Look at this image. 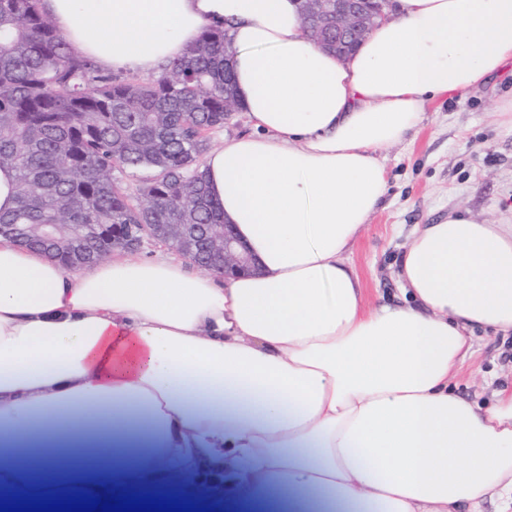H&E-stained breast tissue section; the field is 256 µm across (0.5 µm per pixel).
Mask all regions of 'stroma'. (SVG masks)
Returning a JSON list of instances; mask_svg holds the SVG:
<instances>
[{
    "label": "stroma",
    "instance_id": "obj_1",
    "mask_svg": "<svg viewBox=\"0 0 512 512\" xmlns=\"http://www.w3.org/2000/svg\"><path fill=\"white\" fill-rule=\"evenodd\" d=\"M512 62L484 84L429 102L417 128L381 151L387 192L354 245L351 260L368 305L404 300L399 259L421 225L455 211L481 224H512ZM474 353L450 380L489 403L512 389V334L472 333Z\"/></svg>",
    "mask_w": 512,
    "mask_h": 512
}]
</instances>
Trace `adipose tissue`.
Masks as SVG:
<instances>
[{"label":"adipose tissue","mask_w":512,"mask_h":512,"mask_svg":"<svg viewBox=\"0 0 512 512\" xmlns=\"http://www.w3.org/2000/svg\"><path fill=\"white\" fill-rule=\"evenodd\" d=\"M75 53L158 73L208 27L252 133L202 162L257 273L121 255L70 271L0 238V498L167 495L253 512H482L512 500V391L448 386L466 329L512 331V225L449 214L400 260L409 305L367 307L348 258L387 190L380 151L427 102L512 61V0H395L344 60L299 0H42ZM124 451L136 467L103 458ZM257 508L253 511L259 512H286L285 501L281 494L272 488H260L253 493Z\"/></svg>","instance_id":"adipose-tissue-1"}]
</instances>
